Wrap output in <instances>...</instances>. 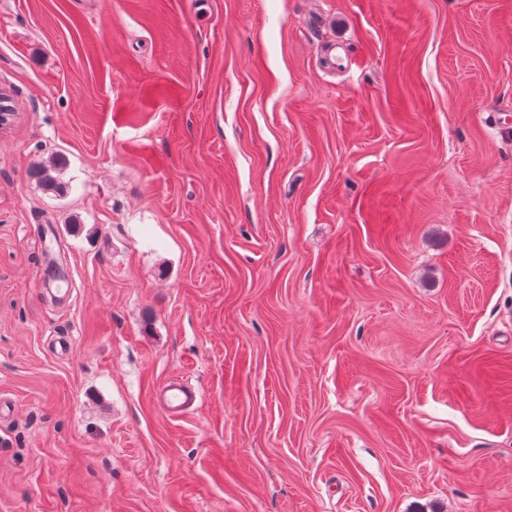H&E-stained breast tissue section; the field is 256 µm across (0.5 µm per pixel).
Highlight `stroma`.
I'll return each mask as SVG.
<instances>
[{
    "label": "stroma",
    "mask_w": 512,
    "mask_h": 512,
    "mask_svg": "<svg viewBox=\"0 0 512 512\" xmlns=\"http://www.w3.org/2000/svg\"><path fill=\"white\" fill-rule=\"evenodd\" d=\"M0 87V512H512V0H0ZM158 392L162 406L170 416L181 415L191 409L198 397L197 390L179 381L162 385Z\"/></svg>",
    "instance_id": "stroma-1"
}]
</instances>
